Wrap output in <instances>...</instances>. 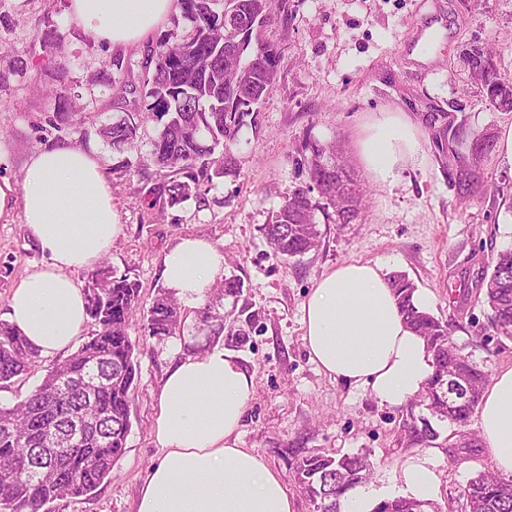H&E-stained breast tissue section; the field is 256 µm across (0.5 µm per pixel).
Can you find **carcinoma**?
Listing matches in <instances>:
<instances>
[{"label": "carcinoma", "instance_id": "cac0c4a2", "mask_svg": "<svg viewBox=\"0 0 512 512\" xmlns=\"http://www.w3.org/2000/svg\"><path fill=\"white\" fill-rule=\"evenodd\" d=\"M181 17L189 32L176 41L163 35L147 47L140 61L109 54L112 80L118 88L124 116L98 129L114 148L134 147L139 138L141 112H151L162 127L151 141L149 161L164 171L157 191L150 192L146 209L160 211L187 201L208 206L214 179L237 176L236 157L225 145L236 140L245 126L259 123V105L278 78L279 49L260 38L263 28L288 22V0H180ZM63 40L53 10H47L29 47L13 56L0 70V92L13 80L32 72L57 70L59 85L51 91L54 106L36 127L58 132L73 125L74 110L67 93L73 81L57 52ZM471 79L485 90L489 102L512 112V77L503 75L482 48L465 52ZM425 126L441 151L451 154L469 191L481 187V170L493 148V135L473 138L442 122L438 112L422 115ZM295 165L306 181L288 193L261 231L273 250L286 259L317 247L320 232L316 212L335 224L362 219L363 187L335 146L308 141ZM397 303L410 326L426 340L434 371L419 399L403 417L401 436L408 448H476L464 431L481 402L487 383L484 371L460 353L448 325L413 303L414 284L393 277ZM489 307L492 327L512 338V248L500 251L490 273L476 280ZM89 317L97 326L91 336L67 359L51 367L23 399L9 407L0 405V512H46L56 500L77 498L94 491L112 473L113 461L122 455L130 431V405L138 382L135 344L129 328L138 310L139 286L128 274L117 275L104 262L83 287ZM243 292L241 281L230 277L212 302L198 311L209 337L226 335L227 343L242 345L254 332L257 315L224 325L218 305ZM144 330L158 340L181 334L185 310L177 297L158 290L143 313ZM38 354L11 324L0 322V386L28 373ZM466 379L471 396L448 397V374ZM424 411L415 413V408ZM449 423L457 430L443 435L438 426ZM25 469L43 471L37 482L14 483L10 477ZM372 463L363 454L335 457L303 455L291 467V479L313 504L315 512H341L345 494L366 483ZM467 512H512V479L479 472L463 488ZM423 504L404 497L384 501L376 512H421Z\"/></svg>", "mask_w": 512, "mask_h": 512}]
</instances>
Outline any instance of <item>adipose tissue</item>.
<instances>
[{"instance_id":"obj_1","label":"adipose tissue","mask_w":512,"mask_h":512,"mask_svg":"<svg viewBox=\"0 0 512 512\" xmlns=\"http://www.w3.org/2000/svg\"><path fill=\"white\" fill-rule=\"evenodd\" d=\"M179 10L178 0H68L70 24L116 53L143 51ZM419 151L417 129L398 112L365 128L360 156L383 183ZM20 213L30 240L47 259L12 289L6 318L39 356L69 352L89 316L75 271L94 266L122 232L104 161L96 147L57 141L32 154L22 182L0 178V218ZM224 275V255L208 238L186 236L161 259L164 288L198 308ZM303 342L330 378L370 389L379 405L398 407L433 372L424 339L407 324L392 280L377 263L349 262L318 278L303 304ZM252 374L221 345L184 351L156 393L152 433L159 448L135 512H296L280 472L240 445L239 428L254 394ZM479 427L495 470L512 476V365L485 388ZM403 495L434 498L440 472L432 449L393 469Z\"/></svg>"}]
</instances>
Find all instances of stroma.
I'll list each match as a JSON object with an SVG mask.
<instances>
[{
  "mask_svg": "<svg viewBox=\"0 0 512 512\" xmlns=\"http://www.w3.org/2000/svg\"><path fill=\"white\" fill-rule=\"evenodd\" d=\"M288 5L287 23L263 32L265 41L281 49L277 84L259 107L258 127L243 129L231 145L239 177L216 180L207 207L189 201L159 217L147 212L144 200L162 181L159 168L147 160L160 127L152 113L141 114V140L132 150H114L97 134L101 124L122 115L117 105L86 113L66 137L78 146L97 147L106 159L124 229L105 259L114 271L138 281L140 307H148L162 286L164 250L181 237L204 235L223 252L226 276L243 283L241 299H225V311L245 304L261 314L262 329L238 349L255 378L240 426L242 447L261 453L284 476L308 452L363 453L374 464L368 486L377 489L391 485L392 469L410 454L400 436L402 411L380 406L370 391L318 370L302 339V305L326 270L377 262L428 293L429 312L450 323L454 343L487 374L512 365V340L495 333L487 305L473 295L491 258L512 248V166L491 153L482 191L463 196L454 160L420 125L426 112L452 114L469 134H497L512 125V112L498 111L486 100L459 58L465 45L487 46L499 71L512 76V0H288ZM47 9L44 0H13V31L5 42L27 48ZM428 16L444 20L449 33L434 37L432 56L422 61L409 54L406 40ZM56 21L65 36L61 60L77 80L70 92L79 108L89 98L86 76L105 71V57L65 14H57ZM56 83L55 73L46 72L0 93V176L21 182L31 155L52 141V134H38L34 126L51 109L49 90ZM380 112L402 113L420 127L417 160L403 161L390 184L376 180L359 155L363 130ZM309 139L335 143L350 163L366 190L364 217L336 224L318 216V247L287 261L273 252L261 227L289 188L300 183L293 160ZM127 161L135 168L130 177L116 171ZM42 260L20 216L0 220V322L12 288ZM129 333L140 374L126 448L112 465L111 479L87 495L50 503V512H133L141 482L157 460L155 394L173 361V342L147 336L138 317ZM437 461L442 483L436 507L465 512L461 491L490 467L488 448H444Z\"/></svg>",
  "mask_w": 512,
  "mask_h": 512,
  "instance_id": "obj_1",
  "label": "stroma"
}]
</instances>
